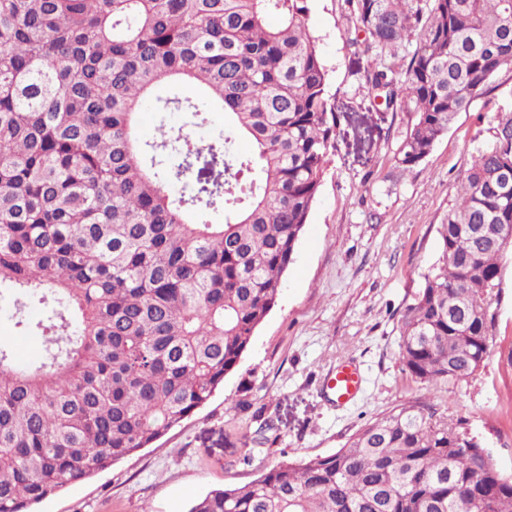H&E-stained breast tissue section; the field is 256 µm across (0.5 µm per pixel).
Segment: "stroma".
<instances>
[{
  "instance_id": "obj_1",
  "label": "stroma",
  "mask_w": 512,
  "mask_h": 512,
  "mask_svg": "<svg viewBox=\"0 0 512 512\" xmlns=\"http://www.w3.org/2000/svg\"><path fill=\"white\" fill-rule=\"evenodd\" d=\"M309 8L342 116L277 305L203 406L152 447L44 499L33 512H188L211 490L247 485L280 452L297 460L331 455L366 423L416 401L477 435L498 470L512 476V368L504 361L512 349V255H505L493 290L492 342L479 370L433 388L405 371L399 357L401 319L439 256V225L489 138L490 122L512 111V69L499 70L431 154L404 171L394 154L410 117L367 109L346 41L352 21L345 0H309ZM205 117L200 123L173 111L167 122L194 142L223 134L222 108ZM0 340L22 364L41 353L40 337L15 327L5 300ZM348 360L362 375V391L348 404L327 402L322 383ZM262 416L277 428L268 450L256 445ZM248 450L254 459L246 464Z\"/></svg>"
}]
</instances>
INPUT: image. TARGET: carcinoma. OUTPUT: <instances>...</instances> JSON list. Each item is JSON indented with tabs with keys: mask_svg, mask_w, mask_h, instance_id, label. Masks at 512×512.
Listing matches in <instances>:
<instances>
[{
	"mask_svg": "<svg viewBox=\"0 0 512 512\" xmlns=\"http://www.w3.org/2000/svg\"><path fill=\"white\" fill-rule=\"evenodd\" d=\"M308 2L0 0V296L42 338L26 365L0 342V512H29L191 416L277 305L339 124ZM346 2L369 103L415 116L394 155L410 170L512 67V0ZM165 81L203 96H153ZM147 103L196 118L217 105L228 134L193 145L161 123L143 141ZM489 132L402 318L401 362L429 386L472 375L489 349L512 113ZM238 135L251 154L232 152ZM175 180L189 193L172 195ZM190 512H512V477L431 406L405 404Z\"/></svg>",
	"mask_w": 512,
	"mask_h": 512,
	"instance_id": "1",
	"label": "carcinoma"
}]
</instances>
